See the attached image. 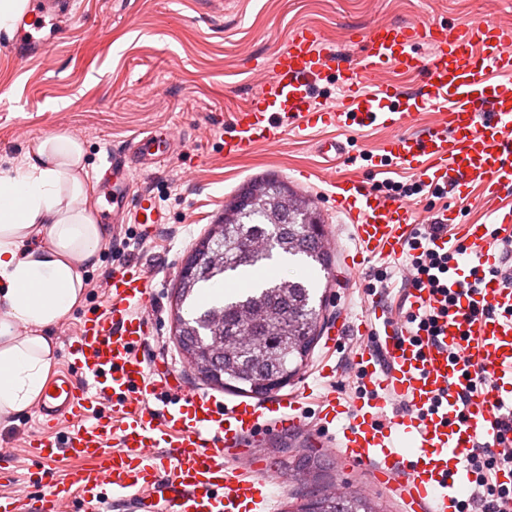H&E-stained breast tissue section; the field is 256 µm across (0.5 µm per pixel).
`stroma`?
Instances as JSON below:
<instances>
[{"instance_id": "obj_1", "label": "stroma", "mask_w": 512, "mask_h": 512, "mask_svg": "<svg viewBox=\"0 0 512 512\" xmlns=\"http://www.w3.org/2000/svg\"><path fill=\"white\" fill-rule=\"evenodd\" d=\"M484 10L483 0H78L76 11L46 23V31L57 34L48 57L18 59L5 50L9 36L0 34V163H20L46 133L80 134L87 205L99 223L111 228L98 265L84 273L80 303L42 331L52 343L54 367L64 364L83 314L105 301L108 271L136 261L154 290L150 313L155 326L140 354L167 361L190 389L226 403L239 400V393L204 381L184 362L174 336V292L180 264L196 240L244 184L264 176L310 196L326 234L333 237L329 273L317 283L325 325L342 314L351 321L364 314L373 302L364 286L380 269L391 273L380 300L397 313L404 291L397 259L372 261L354 277L344 268L345 253L356 248L355 231L337 212L332 189L321 178L316 143L323 129L287 133L277 145H260L231 160L224 156V133L257 89L255 69L272 68L294 31L318 28L355 65L378 20L420 27L442 21L465 31ZM156 128L173 132L177 149L163 164L134 175L136 188L152 191L169 217L146 238L140 226L123 223L115 211L99 167L107 153ZM333 134L359 156L352 166L337 162L339 175L356 177L368 189L387 178H413L407 169L382 171L370 164L385 130L337 128ZM356 343L353 336L333 348L317 341L307 367L292 378L290 389L310 388L303 404L308 418L316 417L317 399L329 386L354 397ZM324 363L335 367L334 377L320 378ZM38 430L31 409L0 423V446L14 451L16 491L25 487L23 476L33 464L27 445Z\"/></svg>"}]
</instances>
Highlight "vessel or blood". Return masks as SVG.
<instances>
[{
	"label": "vessel or blood",
	"instance_id": "obj_1",
	"mask_svg": "<svg viewBox=\"0 0 512 512\" xmlns=\"http://www.w3.org/2000/svg\"><path fill=\"white\" fill-rule=\"evenodd\" d=\"M60 0H35L19 21L13 43L19 57L45 54L48 39L35 38L43 18L58 14ZM474 35L376 23L366 37L360 72H341L324 36L305 28L277 54L272 75L233 116L224 155L235 158L259 144L279 143L291 128L335 125L347 130L378 127L388 136L382 160L416 170L423 182L463 195L480 188L489 223L463 228L467 253L448 272L458 290L469 269L494 264L493 232L512 236V25L474 17ZM432 53L424 55L422 42ZM425 73L424 86L408 91L385 78L388 67ZM335 74L338 96L324 102L315 88ZM432 122L414 132L422 112ZM169 139L153 132L112 151L102 164L112 201L126 223L164 224L168 215L150 192H133V171L164 161ZM337 208L355 227L359 248L345 256L351 272L377 258L402 255L415 225L450 224L453 211L413 210L361 189L356 180L335 182ZM104 306L81 323L67 348L66 366L49 382L37 410L45 433L30 442L35 472L24 493L0 478V512H99L127 502L135 512H156L166 499L171 512H272L273 490L288 473L250 461L252 444L282 429L304 426L302 398L271 397L223 404L185 388L167 363L147 362L137 351L149 336L152 289L137 263L115 267ZM462 305L493 308L469 321H443L437 344L413 341L403 322L382 306L359 325L340 323L337 335L358 334L353 361L365 374L366 394L353 400L327 388L319 400L316 446L339 452L367 470L368 484L395 493L405 512H457L471 480L464 456L477 439H492L503 410L512 411V285L491 279ZM485 370L489 389L473 397L464 425L453 422L464 373ZM399 407L388 414L389 404ZM66 456L83 468L59 474Z\"/></svg>",
	"mask_w": 512,
	"mask_h": 512
}]
</instances>
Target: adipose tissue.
<instances>
[{
  "mask_svg": "<svg viewBox=\"0 0 512 512\" xmlns=\"http://www.w3.org/2000/svg\"><path fill=\"white\" fill-rule=\"evenodd\" d=\"M87 195L85 149L70 136L46 134L21 165L0 166V422L42 396L53 348L41 331L79 303L106 242Z\"/></svg>",
  "mask_w": 512,
  "mask_h": 512,
  "instance_id": "ef3b65f1",
  "label": "adipose tissue"
}]
</instances>
